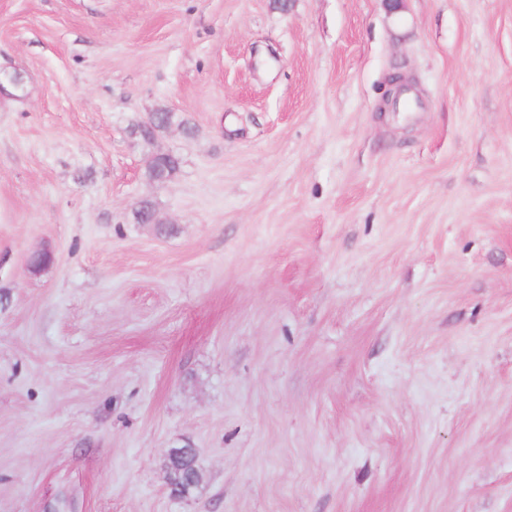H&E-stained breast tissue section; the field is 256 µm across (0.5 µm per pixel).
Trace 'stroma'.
<instances>
[{
  "instance_id": "obj_1",
  "label": "stroma",
  "mask_w": 512,
  "mask_h": 512,
  "mask_svg": "<svg viewBox=\"0 0 512 512\" xmlns=\"http://www.w3.org/2000/svg\"><path fill=\"white\" fill-rule=\"evenodd\" d=\"M0 64V512H512V0H0ZM171 156V154L168 153H157L153 155V159H150L145 174L150 180L153 181H162L168 177L170 172H174L177 170L179 166V160L175 156H172L168 159L166 164L161 165L158 164L154 159L160 160ZM176 452L188 453L196 458V448H172L169 449L166 455L168 484L174 496L183 498L187 497L190 491L198 486V484L201 482L202 476L201 472L194 468L193 470L184 473L181 478L173 479L170 475L169 469L167 468V459Z\"/></svg>"
}]
</instances>
